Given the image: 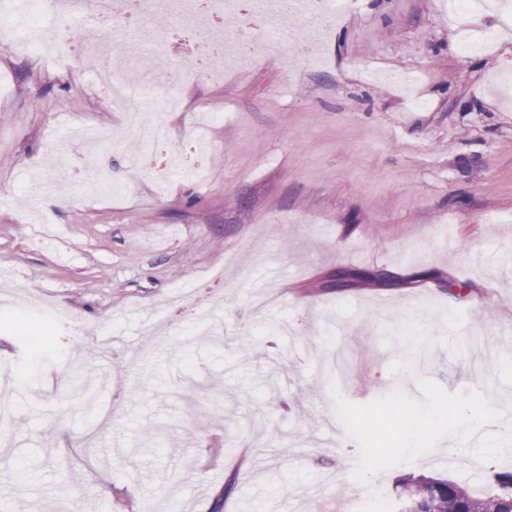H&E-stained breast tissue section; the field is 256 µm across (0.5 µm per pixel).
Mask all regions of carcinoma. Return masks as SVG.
<instances>
[{"instance_id":"carcinoma-1","label":"carcinoma","mask_w":512,"mask_h":512,"mask_svg":"<svg viewBox=\"0 0 512 512\" xmlns=\"http://www.w3.org/2000/svg\"><path fill=\"white\" fill-rule=\"evenodd\" d=\"M495 492L475 495L457 482L407 474L397 482V512H512V470L494 474Z\"/></svg>"}]
</instances>
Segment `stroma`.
Returning a JSON list of instances; mask_svg holds the SVG:
<instances>
[{"label": "stroma", "mask_w": 512, "mask_h": 512, "mask_svg": "<svg viewBox=\"0 0 512 512\" xmlns=\"http://www.w3.org/2000/svg\"><path fill=\"white\" fill-rule=\"evenodd\" d=\"M317 39L322 65L231 63L219 85L193 53L125 49L159 88L170 69L188 77L165 148L204 161V183L155 180L135 140L86 166L90 148L63 127L103 134L124 114L75 67L0 43V273L13 282L0 315L14 318L0 324L14 409L0 512H199L219 498L224 512H309L299 491L342 457L382 456L362 496L409 472L470 486L512 465V448L446 449L451 412L512 397V92L494 85L512 54L460 52L434 0H357ZM400 73L418 74L427 109L407 111ZM96 180L132 192L82 198ZM339 265L431 268L472 292H316ZM187 283L199 308L163 307ZM33 292L76 326L45 340ZM415 316L414 357L393 340ZM459 325L495 347L485 373L449 346ZM116 329L141 361L97 356ZM413 417L428 430L396 447Z\"/></svg>", "instance_id": "35a3bbf8"}]
</instances>
